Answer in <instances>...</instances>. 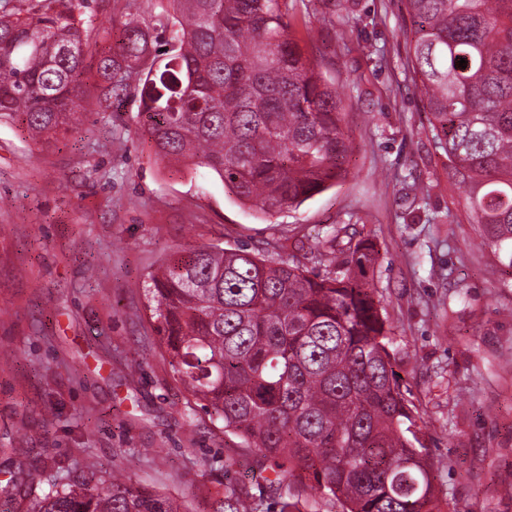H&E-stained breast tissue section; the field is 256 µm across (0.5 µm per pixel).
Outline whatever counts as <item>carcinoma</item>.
Returning a JSON list of instances; mask_svg holds the SVG:
<instances>
[{"label":"carcinoma","mask_w":512,"mask_h":512,"mask_svg":"<svg viewBox=\"0 0 512 512\" xmlns=\"http://www.w3.org/2000/svg\"><path fill=\"white\" fill-rule=\"evenodd\" d=\"M10 2L0 0V120L19 118L37 142L81 120L84 76L99 79L107 110L141 75L155 155L200 160L245 206L272 215L346 176L344 105L291 34L287 0H169L151 22L131 14L102 52L75 16L87 0ZM403 4L448 177L512 266V0ZM171 25L158 67L153 48ZM354 237L346 225L327 232L322 274L243 247L176 254L149 275L153 330L174 378L273 469L291 464L285 474L342 512H439L368 280L378 252ZM29 512L183 510L91 462L52 480ZM224 512H250L232 484Z\"/></svg>","instance_id":"carcinoma-1"}]
</instances>
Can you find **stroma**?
<instances>
[{
  "label": "stroma",
  "instance_id": "1",
  "mask_svg": "<svg viewBox=\"0 0 512 512\" xmlns=\"http://www.w3.org/2000/svg\"><path fill=\"white\" fill-rule=\"evenodd\" d=\"M295 16L352 146L346 178L300 206L258 213L209 168L156 156L134 88L105 111L87 79L82 122L48 148L0 123V482L21 464L38 491L92 456L188 512H220L231 480L280 512L269 462L175 381L145 285L175 253L285 238L284 260L320 272L345 222L379 252L369 277L442 512H512V266L448 179L402 0H298Z\"/></svg>",
  "mask_w": 512,
  "mask_h": 512
}]
</instances>
